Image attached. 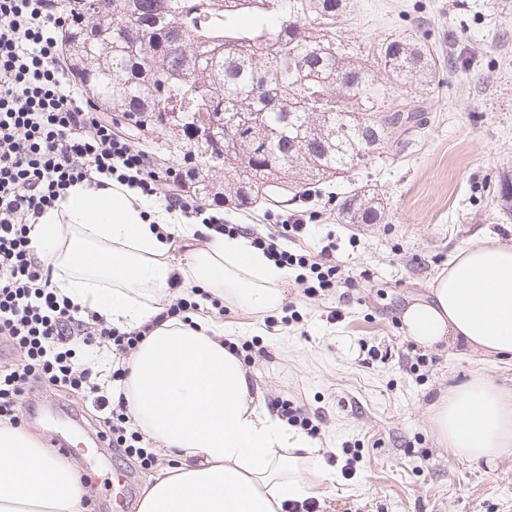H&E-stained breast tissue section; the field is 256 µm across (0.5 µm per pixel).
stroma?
<instances>
[{
  "instance_id": "obj_1",
  "label": "stroma",
  "mask_w": 512,
  "mask_h": 512,
  "mask_svg": "<svg viewBox=\"0 0 512 512\" xmlns=\"http://www.w3.org/2000/svg\"><path fill=\"white\" fill-rule=\"evenodd\" d=\"M336 28L362 60L385 38L433 45L442 66L433 84L389 99L392 109L423 111L427 123L395 134L366 167L328 179L321 195L302 191L252 210L203 200L247 237H276L285 250L314 256L334 242L337 284L304 295L295 266L281 312L203 304L196 313L233 327L234 343L258 342L243 363L267 402L323 418L315 443L325 460L310 478L318 512H512V448L490 462L457 457L431 421L439 392L473 376L512 389V362L461 343L422 347L402 323L460 249L487 235L512 243V216L495 199L512 170V0H352ZM354 183L381 199L380 223L340 220ZM299 217L300 241L282 239V225ZM19 416L53 455L61 434L78 443L103 425L91 398L55 386L25 396ZM68 462L83 479L87 512H138L155 470L105 445Z\"/></svg>"
}]
</instances>
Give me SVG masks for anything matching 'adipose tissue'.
Masks as SVG:
<instances>
[{"label":"adipose tissue","mask_w":512,"mask_h":512,"mask_svg":"<svg viewBox=\"0 0 512 512\" xmlns=\"http://www.w3.org/2000/svg\"><path fill=\"white\" fill-rule=\"evenodd\" d=\"M198 231L113 181L73 184L31 237L73 303L122 330L154 326L129 364L124 391L134 427L177 463L156 477L139 512H282L308 496L317 446L270 411L242 359L225 347L223 323L158 315L165 298L190 288L244 312L281 311L288 271L246 238L218 232L187 262H171L170 236L190 240ZM430 291V300L403 313L413 341L461 340L512 361V244L494 236L471 243ZM432 418L455 455L492 459L512 447V391L485 377L448 387ZM84 494L72 468L24 430L0 423V512H87Z\"/></svg>","instance_id":"obj_1"}]
</instances>
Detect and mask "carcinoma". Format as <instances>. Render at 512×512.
I'll return each instance as SVG.
<instances>
[{
	"label": "carcinoma",
	"instance_id": "cac0c4a2",
	"mask_svg": "<svg viewBox=\"0 0 512 512\" xmlns=\"http://www.w3.org/2000/svg\"><path fill=\"white\" fill-rule=\"evenodd\" d=\"M63 59L97 105L134 130L144 147L181 131L195 145L197 194L219 195L207 172L228 180L240 207L275 202L366 163L414 113L388 106L395 88L428 86L433 50L386 38L376 61L353 59L336 24L349 0H66ZM243 15L259 21L242 30ZM220 116L208 139L173 112ZM231 129L238 142L224 138ZM499 206L512 212V174L500 179ZM350 224H377L383 207L362 188L340 204Z\"/></svg>",
	"mask_w": 512,
	"mask_h": 512
}]
</instances>
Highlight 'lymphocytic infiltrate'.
Instances as JSON below:
<instances>
[{
	"mask_svg": "<svg viewBox=\"0 0 512 512\" xmlns=\"http://www.w3.org/2000/svg\"><path fill=\"white\" fill-rule=\"evenodd\" d=\"M64 24L47 0H0V344L24 353L23 363L0 361V420L19 425L20 397L43 386L84 391L104 413L109 446L148 467L156 456L131 427L124 398L103 395L92 367L76 363L78 347L123 355L145 333L117 331L60 295L31 230L70 186L105 179L164 198L188 216L200 210L182 196L188 168L157 172L142 150L82 102L60 63ZM254 244L280 265H308L313 279L305 293L335 287L328 249L311 261L279 250L271 237Z\"/></svg>",
	"mask_w": 512,
	"mask_h": 512,
	"instance_id": "lymphocytic-infiltrate-1",
	"label": "lymphocytic infiltrate"
}]
</instances>
